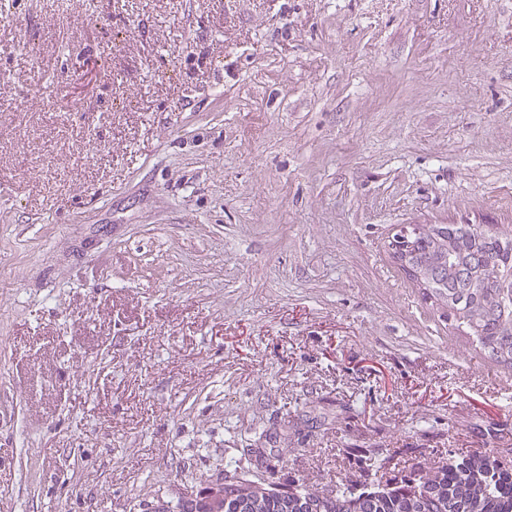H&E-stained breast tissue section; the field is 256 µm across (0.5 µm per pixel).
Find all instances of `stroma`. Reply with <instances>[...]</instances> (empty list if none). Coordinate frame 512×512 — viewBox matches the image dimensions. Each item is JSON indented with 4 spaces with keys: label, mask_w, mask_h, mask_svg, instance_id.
Masks as SVG:
<instances>
[{
    "label": "stroma",
    "mask_w": 512,
    "mask_h": 512,
    "mask_svg": "<svg viewBox=\"0 0 512 512\" xmlns=\"http://www.w3.org/2000/svg\"><path fill=\"white\" fill-rule=\"evenodd\" d=\"M1 100L0 512L512 448L385 250L512 228V0H6Z\"/></svg>",
    "instance_id": "35a3bbf8"
}]
</instances>
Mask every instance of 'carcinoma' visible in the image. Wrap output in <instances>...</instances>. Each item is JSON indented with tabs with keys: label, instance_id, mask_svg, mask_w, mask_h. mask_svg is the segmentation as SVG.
I'll return each mask as SVG.
<instances>
[{
	"label": "carcinoma",
	"instance_id": "obj_1",
	"mask_svg": "<svg viewBox=\"0 0 512 512\" xmlns=\"http://www.w3.org/2000/svg\"><path fill=\"white\" fill-rule=\"evenodd\" d=\"M388 250L397 268L427 299L448 308L481 355L512 370V232L473 224H410ZM480 448L448 451L429 471L382 480L389 457L364 456L362 473L325 490L306 482L281 490L242 479L207 490L210 507L184 497L163 512H512V466Z\"/></svg>",
	"mask_w": 512,
	"mask_h": 512
}]
</instances>
